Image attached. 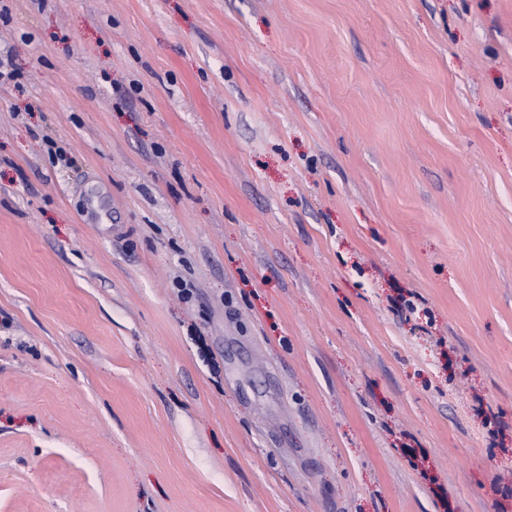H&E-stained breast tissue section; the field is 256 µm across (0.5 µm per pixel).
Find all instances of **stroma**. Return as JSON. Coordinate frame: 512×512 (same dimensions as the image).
<instances>
[{
	"mask_svg": "<svg viewBox=\"0 0 512 512\" xmlns=\"http://www.w3.org/2000/svg\"><path fill=\"white\" fill-rule=\"evenodd\" d=\"M0 512H512V0H0Z\"/></svg>",
	"mask_w": 512,
	"mask_h": 512,
	"instance_id": "stroma-1",
	"label": "stroma"
}]
</instances>
